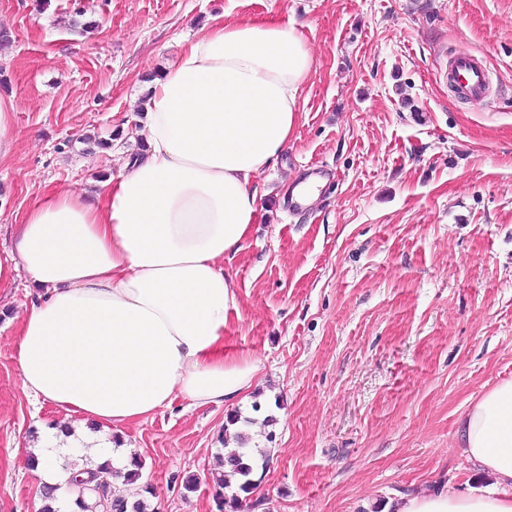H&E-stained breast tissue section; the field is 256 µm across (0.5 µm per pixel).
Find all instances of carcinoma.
<instances>
[{
  "label": "carcinoma",
  "mask_w": 512,
  "mask_h": 512,
  "mask_svg": "<svg viewBox=\"0 0 512 512\" xmlns=\"http://www.w3.org/2000/svg\"><path fill=\"white\" fill-rule=\"evenodd\" d=\"M236 447L226 449L224 453L227 469L213 474L215 485L224 490V498L237 507L243 506L247 496L258 484V471H266L269 459L266 452L254 455L247 448L248 441L242 434L235 437ZM145 463L136 454L130 456L127 468L115 470L110 463H100L95 467L81 469L72 477L71 495L72 512H92L94 494L92 487L101 478L106 479L107 485H112V479H120L128 487V494H110L111 512H155L148 502L153 495V487L143 480Z\"/></svg>",
  "instance_id": "1"
}]
</instances>
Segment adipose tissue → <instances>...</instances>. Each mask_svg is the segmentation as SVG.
<instances>
[{
    "label": "adipose tissue",
    "mask_w": 512,
    "mask_h": 512,
    "mask_svg": "<svg viewBox=\"0 0 512 512\" xmlns=\"http://www.w3.org/2000/svg\"><path fill=\"white\" fill-rule=\"evenodd\" d=\"M313 57L298 27L217 21L186 44L146 100L143 158L96 201L45 196L15 229L0 287L24 270L42 291L21 319L24 392L115 430L181 398H245L259 365L224 350L238 302L224 269L259 217L255 179L275 166L300 120ZM496 490L402 498L394 512H512V380L470 405L458 431ZM37 486L65 507L72 470L59 456L113 459L111 447L54 428L24 448Z\"/></svg>",
    "instance_id": "adipose-tissue-1"
}]
</instances>
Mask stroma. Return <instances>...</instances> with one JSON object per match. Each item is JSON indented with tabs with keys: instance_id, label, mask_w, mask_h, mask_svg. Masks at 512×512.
Returning a JSON list of instances; mask_svg holds the SVG:
<instances>
[{
	"instance_id": "stroma-1",
	"label": "stroma",
	"mask_w": 512,
	"mask_h": 512,
	"mask_svg": "<svg viewBox=\"0 0 512 512\" xmlns=\"http://www.w3.org/2000/svg\"><path fill=\"white\" fill-rule=\"evenodd\" d=\"M258 17L294 22L314 58L294 134L258 178L259 220L224 263L239 304L224 348L261 370L246 402L175 400L121 446L142 457L156 512H217L223 432L267 449L252 493L266 512H391L407 494L489 488L458 429L512 380V0H0L16 136L0 259L37 200L95 197L140 155L149 81L185 42ZM456 54L488 71L482 99L450 87ZM321 170L319 197L293 209L291 186ZM40 295L22 272L0 289V512H40L18 444L95 427L23 391L18 327Z\"/></svg>"
}]
</instances>
